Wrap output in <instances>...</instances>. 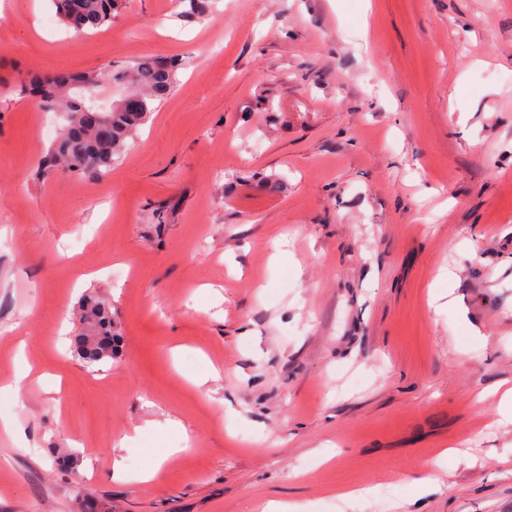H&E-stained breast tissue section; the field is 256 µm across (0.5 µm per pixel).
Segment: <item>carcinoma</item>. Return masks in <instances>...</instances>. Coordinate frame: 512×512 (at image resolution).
<instances>
[{
    "mask_svg": "<svg viewBox=\"0 0 512 512\" xmlns=\"http://www.w3.org/2000/svg\"><path fill=\"white\" fill-rule=\"evenodd\" d=\"M56 15L69 28L87 33L97 32L112 23L116 0H54ZM112 83L127 86L132 93L107 107H100L89 93L99 87L96 74L73 75L57 71L51 75H33L29 79L32 93L39 97L48 112H62L66 124L53 141L42 161V169L58 164L71 174H106L114 158L126 147V140L146 124L155 104L177 85V68L154 58H143L126 69L110 73ZM80 321L87 336L78 340L77 350L90 365L112 360L114 346L106 343L112 336L110 308L96 299L82 306Z\"/></svg>",
    "mask_w": 512,
    "mask_h": 512,
    "instance_id": "cac0c4a2",
    "label": "carcinoma"
}]
</instances>
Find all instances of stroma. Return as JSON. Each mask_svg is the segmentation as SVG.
<instances>
[{
    "label": "stroma",
    "instance_id": "1",
    "mask_svg": "<svg viewBox=\"0 0 512 512\" xmlns=\"http://www.w3.org/2000/svg\"><path fill=\"white\" fill-rule=\"evenodd\" d=\"M148 55L178 83L108 174L42 173L26 75ZM496 387L512 0H120L95 34L0 0V512H512ZM80 321L84 326L82 336L78 340L77 350L89 364H104L112 361L114 345H108L106 338L112 337V313L110 308L96 299H88L82 306ZM86 336H96L95 341L88 343ZM112 343L113 337H112Z\"/></svg>",
    "mask_w": 512,
    "mask_h": 512
}]
</instances>
